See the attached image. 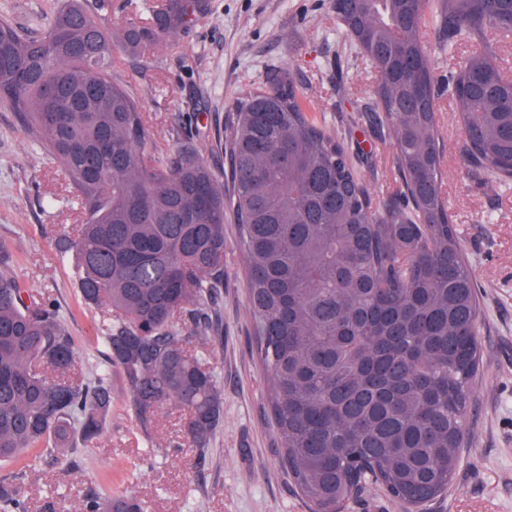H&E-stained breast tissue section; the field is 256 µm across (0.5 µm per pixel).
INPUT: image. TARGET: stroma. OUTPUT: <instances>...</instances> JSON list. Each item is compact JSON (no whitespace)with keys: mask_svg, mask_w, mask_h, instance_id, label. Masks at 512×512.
Masks as SVG:
<instances>
[{"mask_svg":"<svg viewBox=\"0 0 512 512\" xmlns=\"http://www.w3.org/2000/svg\"><path fill=\"white\" fill-rule=\"evenodd\" d=\"M61 0H0L8 15L40 34ZM291 71L313 116L345 139L372 197L395 198L402 180L388 129L372 124L375 79L338 28L331 0H209L207 15L177 45L150 61H129L124 80L151 136L170 152L193 146L216 175L228 169L224 126L240 93ZM442 191L481 301L482 359L472 384L461 462L447 493L427 512H512V187L484 182L462 166V128L453 102L437 101ZM15 112L0 105V244L31 295L55 299L67 316L76 363L92 377L102 363L103 312L78 293L71 257L55 240L76 206ZM224 284L206 342L190 346L214 370L224 415L205 452L179 445L183 419L164 410L150 433L131 416L119 372L102 435L29 470L26 456L0 463V478L22 473L29 512H73L90 493L135 496L144 512H308L282 464L248 309L242 246L233 212L224 218Z\"/></svg>","mask_w":512,"mask_h":512,"instance_id":"obj_1","label":"stroma"}]
</instances>
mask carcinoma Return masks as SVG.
Instances as JSON below:
<instances>
[{
  "label": "carcinoma",
  "mask_w": 512,
  "mask_h": 512,
  "mask_svg": "<svg viewBox=\"0 0 512 512\" xmlns=\"http://www.w3.org/2000/svg\"><path fill=\"white\" fill-rule=\"evenodd\" d=\"M205 0H157L143 23L116 26L66 0L40 38L0 16V101L63 171L81 223L58 248L75 260L84 303L106 313L105 361L118 368L147 433L184 414L182 442L204 451L223 399L187 348L205 341L224 283V212L239 226L256 352L284 465L310 512H344L358 477L408 512L448 491L482 358L481 303L441 190L433 60L463 41L448 74L464 164L512 182V79L491 32L512 36L505 0H351L336 24L375 76L393 167L407 205L377 203L344 140L310 116L291 72L247 89L233 108L224 189L195 151L165 152L115 77L204 17ZM432 12L438 39L422 28ZM0 244V461L98 438L107 374L74 372L59 307L9 271ZM0 512H28L0 480ZM80 512H143L133 496H87Z\"/></svg>",
  "instance_id": "cac0c4a2"
}]
</instances>
